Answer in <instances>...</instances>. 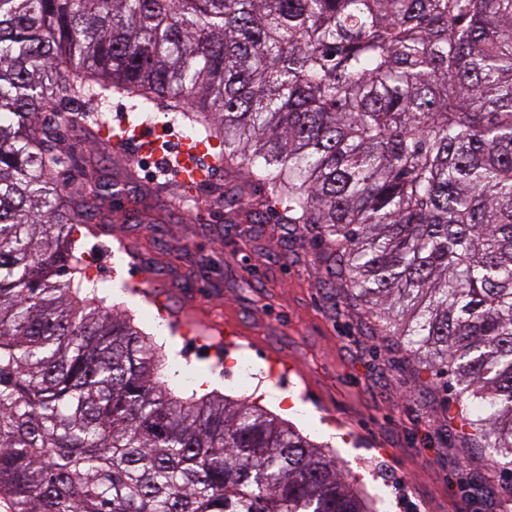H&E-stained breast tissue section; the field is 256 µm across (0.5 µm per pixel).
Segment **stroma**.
<instances>
[{"label": "stroma", "mask_w": 512, "mask_h": 512, "mask_svg": "<svg viewBox=\"0 0 512 512\" xmlns=\"http://www.w3.org/2000/svg\"><path fill=\"white\" fill-rule=\"evenodd\" d=\"M61 133V185L112 182L134 192L123 204L97 202L90 220L106 228L86 250L103 258L95 282L106 306L132 315L146 333H163L172 386L191 395L202 372L223 382L225 395L268 409L296 400L289 417L296 430L331 447L368 492L385 488L386 512H501L505 481L463 434L454 386L348 305L324 246L283 223L246 169L214 172L211 186L224 189L219 201L211 186H183L155 163L112 152L87 124L72 121ZM238 245L261 279L234 272ZM144 264L175 301L210 299L254 333L256 344L234 341L233 356L268 379L265 391L243 384L233 365L217 367L212 353L158 317L144 289L129 285Z\"/></svg>", "instance_id": "stroma-1"}]
</instances>
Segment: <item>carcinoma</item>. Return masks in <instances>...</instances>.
Wrapping results in <instances>:
<instances>
[{"mask_svg":"<svg viewBox=\"0 0 512 512\" xmlns=\"http://www.w3.org/2000/svg\"><path fill=\"white\" fill-rule=\"evenodd\" d=\"M120 94L219 141L354 306L451 373L512 478V0H0V498L9 512H380L245 399L175 394L162 346L81 295L59 126Z\"/></svg>","mask_w":512,"mask_h":512,"instance_id":"carcinoma-1","label":"carcinoma"}]
</instances>
